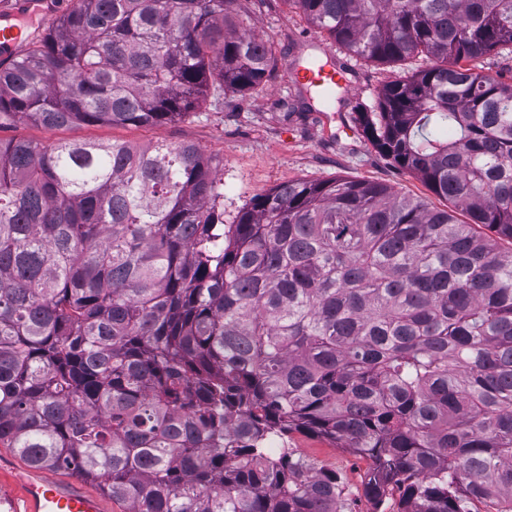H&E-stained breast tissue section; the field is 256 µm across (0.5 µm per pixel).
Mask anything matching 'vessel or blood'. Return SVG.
<instances>
[{
    "mask_svg": "<svg viewBox=\"0 0 512 512\" xmlns=\"http://www.w3.org/2000/svg\"><path fill=\"white\" fill-rule=\"evenodd\" d=\"M67 0H0V60L10 61L24 42L26 24L40 26L63 13ZM22 508L9 512H108L106 499L39 467L28 468L21 485Z\"/></svg>",
    "mask_w": 512,
    "mask_h": 512,
    "instance_id": "b4317fda",
    "label": "vessel or blood"
}]
</instances>
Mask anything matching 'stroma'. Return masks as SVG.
I'll use <instances>...</instances> for the list:
<instances>
[{"label": "stroma", "mask_w": 512, "mask_h": 512, "mask_svg": "<svg viewBox=\"0 0 512 512\" xmlns=\"http://www.w3.org/2000/svg\"><path fill=\"white\" fill-rule=\"evenodd\" d=\"M248 30L265 41L278 60L276 78L261 92L240 97L226 92L208 97L182 119L153 127L82 126L59 129L16 121L0 127L2 141L117 140L137 146L156 143L192 144L224 167V221L260 195L288 181L348 179L387 184L396 191L424 199L444 209L448 203L434 195L413 174L398 168L367 140L358 123V108H374L377 93L397 71L389 64L368 63L337 48L333 39L311 23L288 0H267L246 22ZM333 49L347 64L353 94L337 90L329 111L318 98H309V111L289 113L297 87L286 65L296 58L321 55ZM288 445L315 468L333 470L341 477L352 512H396L398 497L376 502L364 493L370 467L367 458L330 442L293 433Z\"/></svg>", "instance_id": "obj_1"}]
</instances>
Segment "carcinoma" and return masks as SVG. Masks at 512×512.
<instances>
[{
    "label": "carcinoma",
    "instance_id": "carcinoma-1",
    "mask_svg": "<svg viewBox=\"0 0 512 512\" xmlns=\"http://www.w3.org/2000/svg\"><path fill=\"white\" fill-rule=\"evenodd\" d=\"M260 2L76 0L0 68V125L244 97L278 69L234 23ZM287 2L368 62L427 60L358 122L453 209L290 181L226 224L194 145L0 141V447L127 512H352L269 453L300 432L370 459L397 512H512V85L464 65L512 57V0Z\"/></svg>",
    "mask_w": 512,
    "mask_h": 512
}]
</instances>
